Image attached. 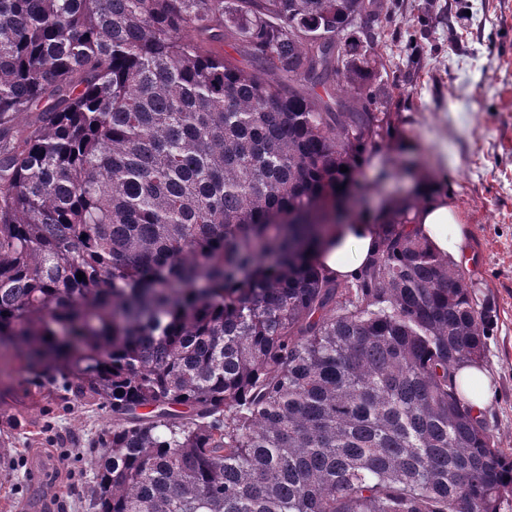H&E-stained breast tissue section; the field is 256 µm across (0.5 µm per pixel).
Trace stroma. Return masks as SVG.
<instances>
[{
	"label": "stroma",
	"mask_w": 512,
	"mask_h": 512,
	"mask_svg": "<svg viewBox=\"0 0 512 512\" xmlns=\"http://www.w3.org/2000/svg\"><path fill=\"white\" fill-rule=\"evenodd\" d=\"M377 100L391 99L403 138L388 163L356 173L368 210L429 175L466 231L458 270L494 325L486 406L499 447L512 452V0H385ZM112 423L90 402H62L53 385L0 360V430L14 448L0 473V512H91L87 443Z\"/></svg>",
	"instance_id": "obj_1"
}]
</instances>
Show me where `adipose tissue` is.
<instances>
[{
	"mask_svg": "<svg viewBox=\"0 0 512 512\" xmlns=\"http://www.w3.org/2000/svg\"><path fill=\"white\" fill-rule=\"evenodd\" d=\"M417 228L440 256L455 263L461 260L466 251L465 231L462 225L457 224L455 213L446 199L433 197L419 209ZM374 241L371 218L336 227L325 237L315 256V263L329 276L350 277L365 264Z\"/></svg>",
	"mask_w": 512,
	"mask_h": 512,
	"instance_id": "1",
	"label": "adipose tissue"
}]
</instances>
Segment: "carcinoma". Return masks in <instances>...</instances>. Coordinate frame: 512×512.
Here are the masks:
<instances>
[{
    "mask_svg": "<svg viewBox=\"0 0 512 512\" xmlns=\"http://www.w3.org/2000/svg\"><path fill=\"white\" fill-rule=\"evenodd\" d=\"M383 11L0 0V349L112 411L94 512H501L512 495V454L456 383L492 317L412 227L429 179L374 217L357 274L314 263L349 221L319 222L324 204L399 139L363 93Z\"/></svg>",
    "mask_w": 512,
    "mask_h": 512,
    "instance_id": "1",
    "label": "carcinoma"
}]
</instances>
